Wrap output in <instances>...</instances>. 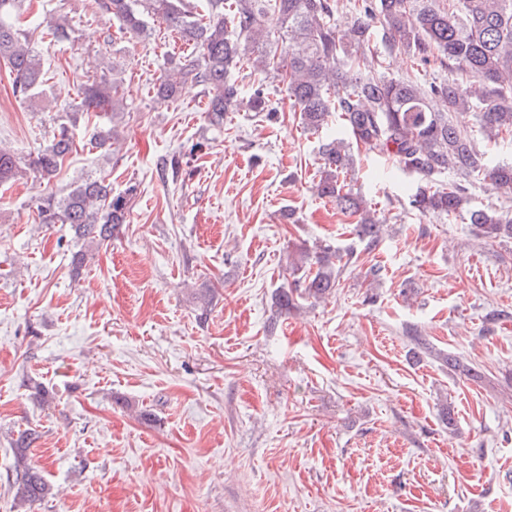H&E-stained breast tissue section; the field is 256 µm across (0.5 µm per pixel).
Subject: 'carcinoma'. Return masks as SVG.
<instances>
[{
  "mask_svg": "<svg viewBox=\"0 0 512 512\" xmlns=\"http://www.w3.org/2000/svg\"><path fill=\"white\" fill-rule=\"evenodd\" d=\"M26 0H0V62L12 76L13 94L27 100L45 81L35 39L74 37L64 17L46 25L20 26ZM208 13L197 12L196 0H92L91 7L116 20L124 39L144 40L149 20L161 19L192 47L178 66L153 85L162 99L178 98L191 82L206 98L208 124L224 119L240 104L238 73L250 67L261 76L248 104L253 112L273 113L267 83L281 87L298 112L305 130L318 133L336 121L344 138L319 146L318 195L358 217L353 229L365 248L382 240L381 222L372 203L347 182L354 166L352 149L363 147L392 158L405 173L420 180L408 207L447 220L466 215L478 239L512 238V206L475 208L469 189L479 181L512 190V163L490 166L471 132L452 114L473 111L480 129L493 139L512 137V0H206ZM346 10L347 28L339 31L335 14ZM407 54L420 66L438 65L448 79L424 85L410 77L390 78L382 72L387 60ZM124 80H92L80 85L75 112L123 111ZM75 148L66 126L36 156H22L0 147V184L27 171L51 181ZM453 170L462 180L448 184L439 176ZM130 192L114 194L103 179L87 178L63 196L37 204L40 224H69L81 242L72 254L74 271L89 252L112 240L129 215ZM356 262L354 250L326 246L303 250L289 269L302 276L279 288L273 297L277 312L298 308L299 300H320L332 293L341 271ZM415 356L427 354L469 377L478 372L459 358L435 349L419 331H408ZM39 435L18 434L15 499L32 505L50 494L41 470L27 462L26 450Z\"/></svg>",
  "mask_w": 512,
  "mask_h": 512,
  "instance_id": "cac0c4a2",
  "label": "carcinoma"
}]
</instances>
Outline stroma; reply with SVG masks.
<instances>
[{"instance_id":"1","label":"stroma","mask_w":512,"mask_h":512,"mask_svg":"<svg viewBox=\"0 0 512 512\" xmlns=\"http://www.w3.org/2000/svg\"><path fill=\"white\" fill-rule=\"evenodd\" d=\"M27 14L67 15L79 40L37 43L30 100L0 66V146L34 155L69 123L75 148L51 182L0 187V512H512V239L409 209L413 179L360 149L351 180L384 223L379 247L327 299L276 316L290 255L357 243L356 217L313 189L320 134L279 90L275 120L243 107L220 129L194 84L155 97L183 49L164 22L126 41L88 0ZM115 70L123 112L74 115L80 83ZM109 128L112 154L91 149ZM179 154L189 175L162 172ZM87 177L133 195L76 276L69 225L33 217ZM409 327L479 378L409 361ZM26 429L52 488L30 507L10 488Z\"/></svg>"}]
</instances>
